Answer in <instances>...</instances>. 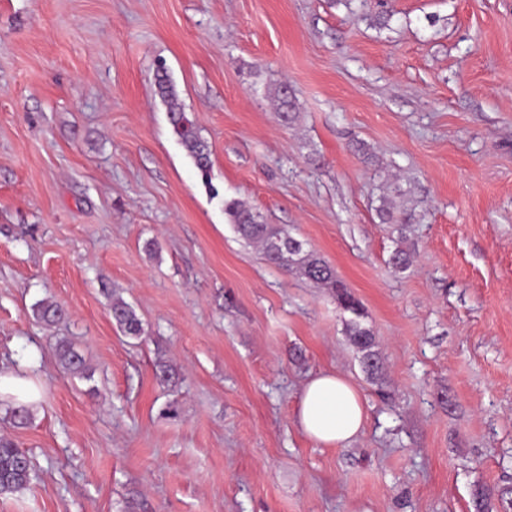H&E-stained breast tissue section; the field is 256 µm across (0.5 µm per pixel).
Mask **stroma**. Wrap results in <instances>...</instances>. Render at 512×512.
<instances>
[{
  "mask_svg": "<svg viewBox=\"0 0 512 512\" xmlns=\"http://www.w3.org/2000/svg\"><path fill=\"white\" fill-rule=\"evenodd\" d=\"M389 194L401 223L377 217ZM232 199L359 298L382 384L331 291L247 245ZM63 338L92 379L63 372ZM323 371L365 400L351 444L295 423ZM0 375L39 392L23 428L0 400L35 473L0 512H475L481 486L512 512V0H0ZM156 86L160 97L168 106L169 121L174 134L184 147L195 166L207 177L210 167V153L207 144L201 139L195 122L184 111L178 94L166 73H157ZM104 294L110 301V314L115 324L129 338H140L143 333L142 321L135 309L112 288H103Z\"/></svg>",
  "mask_w": 512,
  "mask_h": 512,
  "instance_id": "stroma-1",
  "label": "stroma"
}]
</instances>
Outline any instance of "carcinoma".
Segmentation results:
<instances>
[{"mask_svg":"<svg viewBox=\"0 0 512 512\" xmlns=\"http://www.w3.org/2000/svg\"><path fill=\"white\" fill-rule=\"evenodd\" d=\"M156 86L158 94L168 106L169 121L174 134L195 166L202 174H208V146L199 136L195 122L184 111L168 75L157 74ZM275 98L283 120H291L294 105L292 98L285 93L284 85L281 84L275 89ZM224 212L240 237L246 243L256 246L268 263L287 273L297 274L319 288L331 289L341 314L345 315V332L362 353L361 364L364 372L373 379L378 378L383 362L376 348L374 333L367 325L365 309L348 287L336 279L332 268L314 252L305 249L304 243L287 230L264 223L260 213L244 201L231 200L225 203ZM103 292L110 301V314L115 324L125 336L140 338L143 333L142 321L132 305L110 288H103ZM33 315L50 326L59 321L65 311L57 303L40 301L33 306ZM56 354L65 373L82 379L91 377V369L85 358L71 342L59 341ZM31 473L32 464L27 453L11 440L1 437L0 495L19 493L27 489L31 482Z\"/></svg>","mask_w":512,"mask_h":512,"instance_id":"obj_1","label":"carcinoma"}]
</instances>
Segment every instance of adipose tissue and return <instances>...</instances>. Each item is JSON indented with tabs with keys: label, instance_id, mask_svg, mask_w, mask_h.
Returning a JSON list of instances; mask_svg holds the SVG:
<instances>
[{
	"label": "adipose tissue",
	"instance_id": "obj_1",
	"mask_svg": "<svg viewBox=\"0 0 512 512\" xmlns=\"http://www.w3.org/2000/svg\"><path fill=\"white\" fill-rule=\"evenodd\" d=\"M301 431L326 446L347 445L363 431L366 409L359 389L346 377L327 371L309 377L295 409Z\"/></svg>",
	"mask_w": 512,
	"mask_h": 512
}]
</instances>
